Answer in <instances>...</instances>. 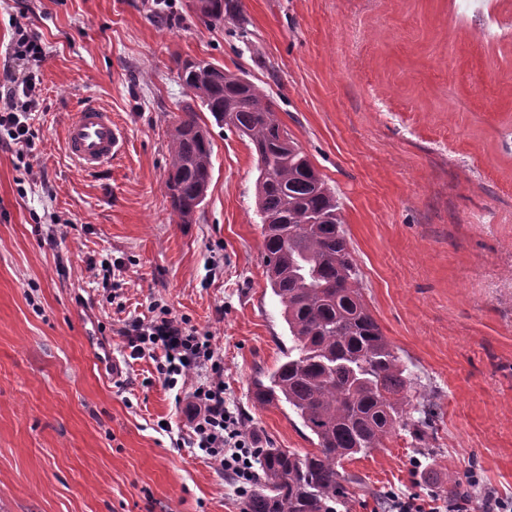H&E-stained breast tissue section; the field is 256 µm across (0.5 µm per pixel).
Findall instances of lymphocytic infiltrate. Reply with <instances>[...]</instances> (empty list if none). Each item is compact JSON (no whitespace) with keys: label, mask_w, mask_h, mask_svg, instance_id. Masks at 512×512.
Masks as SVG:
<instances>
[{"label":"lymphocytic infiltrate","mask_w":512,"mask_h":512,"mask_svg":"<svg viewBox=\"0 0 512 512\" xmlns=\"http://www.w3.org/2000/svg\"><path fill=\"white\" fill-rule=\"evenodd\" d=\"M11 56V66L0 71V131L5 144L22 158L31 153L36 137L30 116L39 106L41 38L16 29ZM122 335L132 359L147 357L155 362L167 389L195 378L185 409L188 440L233 478L238 497L248 496L258 457L257 439L224 405V359L210 336L161 304L154 305L149 316L126 324Z\"/></svg>","instance_id":"obj_1"}]
</instances>
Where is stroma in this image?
Here are the masks:
<instances>
[{
  "instance_id": "stroma-1",
  "label": "stroma",
  "mask_w": 512,
  "mask_h": 512,
  "mask_svg": "<svg viewBox=\"0 0 512 512\" xmlns=\"http://www.w3.org/2000/svg\"><path fill=\"white\" fill-rule=\"evenodd\" d=\"M246 33L192 0H0L12 34L40 35V105L26 159L0 147V512H245L187 442L184 406L120 330L162 303L224 357V399L259 446L313 450L287 405L251 383L292 339L262 266L257 158L198 110L212 178L192 223L163 192L169 123L190 91L178 60L243 72L335 193L363 299L420 394L407 432L346 458L337 512L389 494H451L476 471L512 498V0H239ZM111 110L125 148L88 172L64 148L85 104ZM59 224L54 242L35 227ZM122 259L120 303L87 272ZM121 377H113V365ZM170 423V431L160 423Z\"/></svg>"
}]
</instances>
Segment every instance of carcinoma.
Segmentation results:
<instances>
[{
	"mask_svg": "<svg viewBox=\"0 0 512 512\" xmlns=\"http://www.w3.org/2000/svg\"><path fill=\"white\" fill-rule=\"evenodd\" d=\"M197 9L247 33L238 0H197ZM179 78L217 125L253 145L257 209L272 219L264 225L263 264L293 342L286 360L253 380V399L288 404L315 437V450L303 454L272 443L258 450L246 512H336L351 482L342 461L382 447L398 429L421 436L433 408L422 404L419 417L411 415L416 378L363 301L336 196L288 137L272 101L207 61H182ZM169 156L163 190L180 223L190 224L213 169L209 131L190 105L171 123Z\"/></svg>",
	"mask_w": 512,
	"mask_h": 512,
	"instance_id": "obj_1",
	"label": "carcinoma"
}]
</instances>
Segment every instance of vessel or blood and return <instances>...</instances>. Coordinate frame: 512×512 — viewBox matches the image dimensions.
<instances>
[{
  "mask_svg": "<svg viewBox=\"0 0 512 512\" xmlns=\"http://www.w3.org/2000/svg\"><path fill=\"white\" fill-rule=\"evenodd\" d=\"M123 146L122 133L111 112L95 105L82 107L66 127V151L83 170L95 171L110 164Z\"/></svg>",
  "mask_w": 512,
  "mask_h": 512,
  "instance_id": "1",
  "label": "vessel or blood"
}]
</instances>
